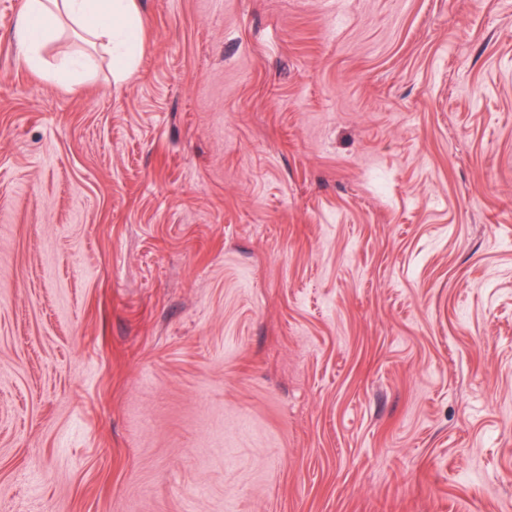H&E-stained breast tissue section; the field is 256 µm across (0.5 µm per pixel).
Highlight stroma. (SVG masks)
Returning a JSON list of instances; mask_svg holds the SVG:
<instances>
[{"mask_svg": "<svg viewBox=\"0 0 512 512\" xmlns=\"http://www.w3.org/2000/svg\"><path fill=\"white\" fill-rule=\"evenodd\" d=\"M0 0V512H512V0ZM59 14L112 51L115 78L133 70L142 31L136 0H24L15 36L29 66L45 67L39 48L53 34Z\"/></svg>", "mask_w": 512, "mask_h": 512, "instance_id": "35a3bbf8", "label": "stroma"}]
</instances>
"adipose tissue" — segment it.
<instances>
[{"label":"adipose tissue","mask_w":512,"mask_h":512,"mask_svg":"<svg viewBox=\"0 0 512 512\" xmlns=\"http://www.w3.org/2000/svg\"><path fill=\"white\" fill-rule=\"evenodd\" d=\"M62 15L111 50L115 77L132 71L142 31L136 0H24L15 36L29 66L45 67L39 48Z\"/></svg>","instance_id":"obj_1"}]
</instances>
